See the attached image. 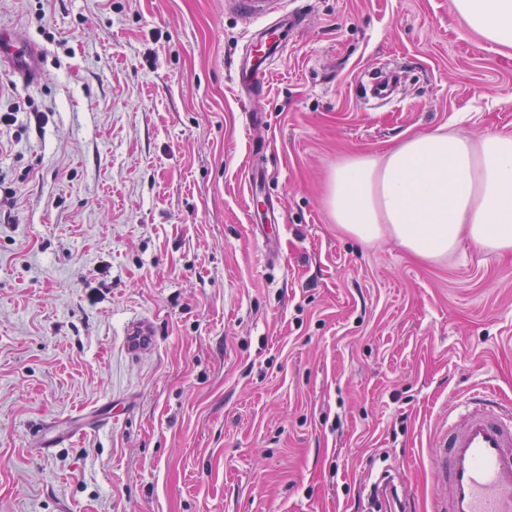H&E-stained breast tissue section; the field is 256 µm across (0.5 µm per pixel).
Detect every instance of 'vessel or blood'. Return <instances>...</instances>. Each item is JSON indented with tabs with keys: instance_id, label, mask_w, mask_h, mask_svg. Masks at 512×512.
<instances>
[{
	"instance_id": "vessel-or-blood-1",
	"label": "vessel or blood",
	"mask_w": 512,
	"mask_h": 512,
	"mask_svg": "<svg viewBox=\"0 0 512 512\" xmlns=\"http://www.w3.org/2000/svg\"><path fill=\"white\" fill-rule=\"evenodd\" d=\"M239 12L260 24L255 39L235 65V81L247 99L267 88L271 59L284 46L286 33H297L306 22L301 9L284 0H234ZM398 71L371 73L366 98L375 104L394 100ZM156 332L145 319L129 323L125 345L129 354L150 351ZM437 467L434 512H512V404L491 389L475 391L458 414L435 438Z\"/></svg>"
}]
</instances>
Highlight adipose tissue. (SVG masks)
Returning a JSON list of instances; mask_svg holds the SVG:
<instances>
[{
	"label": "adipose tissue",
	"instance_id": "obj_1",
	"mask_svg": "<svg viewBox=\"0 0 512 512\" xmlns=\"http://www.w3.org/2000/svg\"><path fill=\"white\" fill-rule=\"evenodd\" d=\"M453 7L484 42L512 50V0ZM326 205L346 235L391 238L426 263L465 241L489 256L512 253V134L426 130L383 156L347 159L331 174Z\"/></svg>",
	"mask_w": 512,
	"mask_h": 512
}]
</instances>
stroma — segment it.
Wrapping results in <instances>:
<instances>
[{
  "label": "stroma",
  "mask_w": 512,
  "mask_h": 512,
  "mask_svg": "<svg viewBox=\"0 0 512 512\" xmlns=\"http://www.w3.org/2000/svg\"><path fill=\"white\" fill-rule=\"evenodd\" d=\"M297 2L309 24L253 104L284 203L271 257L232 80L247 20L225 0H0L39 59L27 84L0 65V512H371L385 472L431 512L435 432L471 391L512 401V255L423 263L325 203L347 157L511 133L512 51L452 0ZM384 66L398 97L363 109ZM135 316L157 329L140 358ZM156 342V332L146 319L134 320L126 328L125 345L132 356L150 351Z\"/></svg>",
  "instance_id": "stroma-1"
}]
</instances>
